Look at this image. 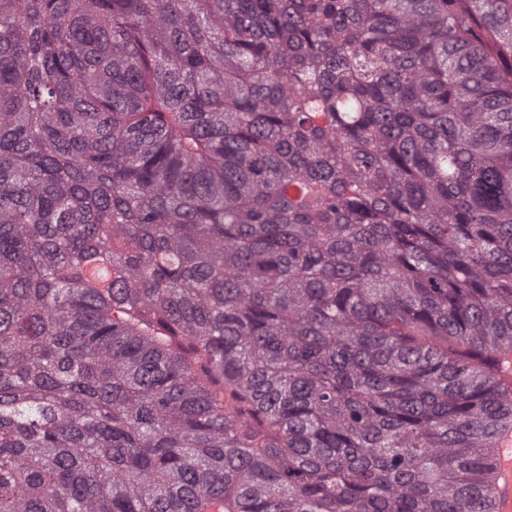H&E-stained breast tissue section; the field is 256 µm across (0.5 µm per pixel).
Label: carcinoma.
<instances>
[{
	"instance_id": "obj_1",
	"label": "carcinoma",
	"mask_w": 512,
	"mask_h": 512,
	"mask_svg": "<svg viewBox=\"0 0 512 512\" xmlns=\"http://www.w3.org/2000/svg\"><path fill=\"white\" fill-rule=\"evenodd\" d=\"M512 0H0V512H491Z\"/></svg>"
}]
</instances>
